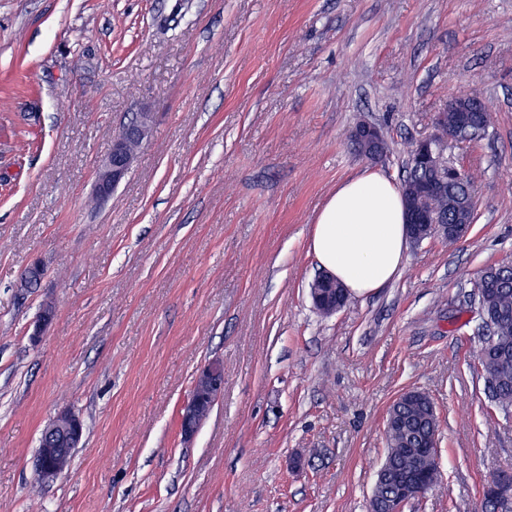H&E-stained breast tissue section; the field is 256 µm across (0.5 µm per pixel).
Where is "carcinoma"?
I'll return each mask as SVG.
<instances>
[{"label":"carcinoma","instance_id":"carcinoma-1","mask_svg":"<svg viewBox=\"0 0 512 512\" xmlns=\"http://www.w3.org/2000/svg\"><path fill=\"white\" fill-rule=\"evenodd\" d=\"M432 178L433 174L427 168L409 170L402 186L403 195L418 203L420 215L435 218L448 225L445 239L455 242L469 229V225L459 219L456 199L470 196L474 174L463 171L446 194L428 189ZM487 278L490 279V284L480 299V312L492 320L498 332L492 345L489 344L488 336H483L476 359H487L490 362L491 379L485 384L488 403L509 415L512 413V267L488 266L480 271L478 280ZM430 408L431 401L426 395L415 400L399 397L389 408L396 420L385 426V461L395 472H422L429 491L440 486L443 481L438 461L430 462L422 455L408 452L407 448L419 444L438 430L439 423L431 415ZM396 494L397 486L394 483L376 484V493L369 502V508H382V504Z\"/></svg>","mask_w":512,"mask_h":512}]
</instances>
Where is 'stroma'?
Returning <instances> with one entry per match:
<instances>
[{
    "instance_id": "35a3bbf8",
    "label": "stroma",
    "mask_w": 512,
    "mask_h": 512,
    "mask_svg": "<svg viewBox=\"0 0 512 512\" xmlns=\"http://www.w3.org/2000/svg\"><path fill=\"white\" fill-rule=\"evenodd\" d=\"M460 94L491 116L448 147L478 171L474 224L409 243L393 282L321 315L316 213L364 169L402 182ZM145 110L131 170L93 204L113 135ZM361 120L384 131L378 161L348 144ZM502 263L512 0H0V512H368L407 389L438 409L443 482L404 512H475L512 471V421L474 364L476 279ZM212 360L223 392L184 438ZM65 408L81 444L34 484ZM224 384V368L218 361L205 364L197 373L190 396L180 411V432L186 437L194 436L201 422L210 413Z\"/></svg>"
}]
</instances>
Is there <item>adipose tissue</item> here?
<instances>
[{
	"label": "adipose tissue",
	"mask_w": 512,
	"mask_h": 512,
	"mask_svg": "<svg viewBox=\"0 0 512 512\" xmlns=\"http://www.w3.org/2000/svg\"><path fill=\"white\" fill-rule=\"evenodd\" d=\"M308 247L349 294L362 297L385 287L405 264L400 187L376 170L342 180L316 215Z\"/></svg>",
	"instance_id": "adipose-tissue-1"
}]
</instances>
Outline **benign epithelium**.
Here are the masks:
<instances>
[{"mask_svg":"<svg viewBox=\"0 0 512 512\" xmlns=\"http://www.w3.org/2000/svg\"><path fill=\"white\" fill-rule=\"evenodd\" d=\"M151 119V113L142 112L136 125L126 126L112 138L110 152L96 172L95 191L100 197L109 198L131 169L135 154L128 149L129 139L135 136L144 139L149 132ZM351 138L360 149V155L371 161L381 158V154L374 149L378 141L385 139L379 126L361 121L352 129ZM459 138L461 133L445 127L444 115L440 113L435 121V132L420 141L417 163L434 169L437 190L453 181L459 172V167L448 161V143ZM223 384L224 368L218 361L205 364L197 373L190 396L180 411V432L184 437L190 438L197 432L220 395ZM82 435L81 419L69 409L59 411L43 434L41 453L35 456L34 470L41 481L51 483L62 475ZM397 482L398 497L387 503L388 512H403L407 503L424 494L425 483L415 472L401 475ZM483 493L511 505L512 481L507 478H490L483 487Z\"/></svg>","mask_w":512,"mask_h":512,"instance_id":"7a95c632","label":"benign epithelium"}]
</instances>
